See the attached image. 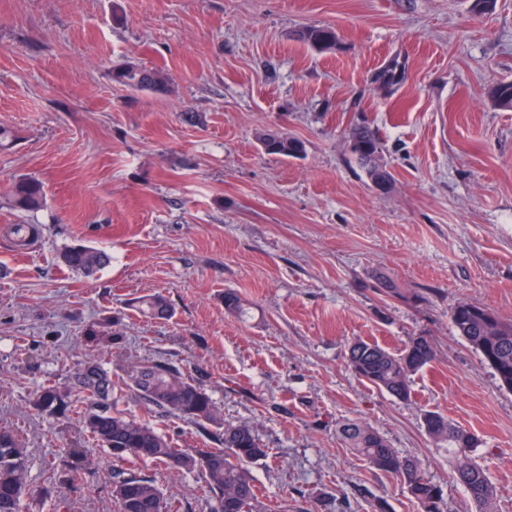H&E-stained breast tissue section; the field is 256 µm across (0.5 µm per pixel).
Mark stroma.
Masks as SVG:
<instances>
[{"mask_svg":"<svg viewBox=\"0 0 512 512\" xmlns=\"http://www.w3.org/2000/svg\"><path fill=\"white\" fill-rule=\"evenodd\" d=\"M468 0H0V427L29 451L24 512H117L120 462L86 446L81 485H50L77 430L34 404L40 386L73 389L84 361L121 381L124 366L165 357L210 391L223 423L256 429L269 455L251 466L260 512H420L399 478L346 448L359 420L417 459L447 493L446 512H476L456 458L422 423L439 412L482 444L470 456L512 512V391L457 335L450 309L470 301L512 319V111L491 86L512 82V0L476 16ZM335 27L336 52L290 40ZM405 65L392 92L374 74ZM126 62L162 70L165 88L113 82ZM380 131L392 189L375 191L344 138ZM300 139L297 158L258 136ZM43 181L34 213L10 206L13 183ZM33 224L17 248L8 229ZM81 240L111 264L86 278L57 264ZM401 288L385 296L383 280ZM238 294L252 316L224 309ZM162 293L168 320L134 298ZM122 322L120 335L103 320ZM430 336L437 357L399 401L354 375L363 340L400 352ZM178 448L208 434L113 392ZM173 512H211L205 476L150 465ZM258 140L262 150L268 155L297 158L304 153L303 142L287 133H261Z\"/></svg>","mask_w":512,"mask_h":512,"instance_id":"35a3bbf8","label":"stroma"}]
</instances>
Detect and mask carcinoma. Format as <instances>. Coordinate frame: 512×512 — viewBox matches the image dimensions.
I'll return each mask as SVG.
<instances>
[{
	"mask_svg": "<svg viewBox=\"0 0 512 512\" xmlns=\"http://www.w3.org/2000/svg\"><path fill=\"white\" fill-rule=\"evenodd\" d=\"M318 53H333L340 47L332 26H307L292 36ZM393 60L375 75L385 79L389 87L397 85L402 74ZM112 80L129 89L162 88L166 75L127 63L115 68ZM489 95L502 110L512 109V82L494 85ZM350 152L356 157L373 189L386 185L391 189L393 175L383 158V142L378 131L362 121L345 133ZM262 150L268 155L297 158L304 153L301 140L286 133L259 135ZM11 200L21 211L34 212L45 203L42 181L22 178L14 185ZM111 257L104 250L77 242L64 247L58 262L86 277L96 275ZM137 308L152 319L166 320L174 310L168 300L153 294L139 298ZM450 319L458 335L467 341L495 372L500 383L512 391V320H505L492 310L472 302L459 301L450 309ZM436 358L429 336H412L404 349L393 353L385 348L358 341L349 348L347 363L352 371L378 390L399 400L411 396L410 379ZM76 385L82 400L55 385H44L36 393V405L47 414L63 421L77 420L80 435L96 441L125 460L164 465L172 470L204 473L216 502L214 512H258V487L249 466L267 456L256 431L247 424H218L219 409L211 393L167 359H156L133 366L122 380L127 391L142 404L167 416L184 418L203 431L217 424L212 433L211 448L192 451L175 448L167 436L154 427L121 412L112 405V372L96 362L85 363L77 374ZM426 433L441 448L455 451L457 474L478 512H490L495 491L484 470L472 463L467 451L478 444V438L448 417L435 412L424 415ZM346 447L363 457L372 467L400 477L408 494L421 512H444L443 488L427 478L415 461L400 456L388 442L367 424L351 420L339 428ZM80 440L65 449L61 469L52 479L71 486L82 483L86 455ZM29 454L17 435L0 429V512H23L28 485ZM112 497L118 512H171V502L155 480L139 468H121L111 475Z\"/></svg>",
	"mask_w": 512,
	"mask_h": 512,
	"instance_id": "carcinoma-1",
	"label": "carcinoma"
}]
</instances>
